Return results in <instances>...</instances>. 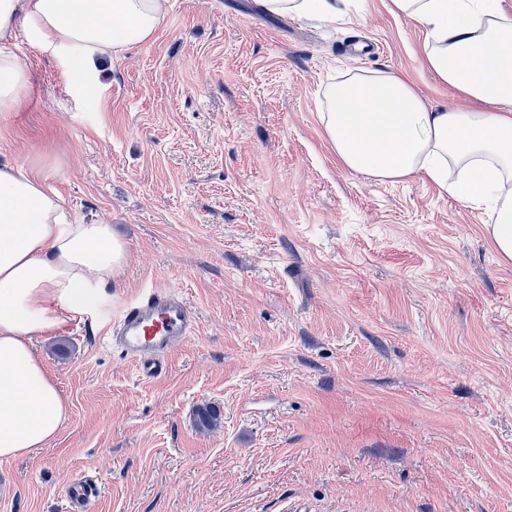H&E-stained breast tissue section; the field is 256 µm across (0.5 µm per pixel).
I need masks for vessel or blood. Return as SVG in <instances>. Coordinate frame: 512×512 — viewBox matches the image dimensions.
I'll return each mask as SVG.
<instances>
[{
  "label": "vessel or blood",
  "instance_id": "vessel-or-blood-1",
  "mask_svg": "<svg viewBox=\"0 0 512 512\" xmlns=\"http://www.w3.org/2000/svg\"><path fill=\"white\" fill-rule=\"evenodd\" d=\"M197 323L198 312L187 298L161 287L125 304L108 332L113 348L133 364L140 379L156 382L169 373L171 350ZM100 494V485L90 476L73 479L64 492L67 512H90Z\"/></svg>",
  "mask_w": 512,
  "mask_h": 512
}]
</instances>
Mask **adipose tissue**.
<instances>
[{"mask_svg":"<svg viewBox=\"0 0 512 512\" xmlns=\"http://www.w3.org/2000/svg\"><path fill=\"white\" fill-rule=\"evenodd\" d=\"M275 14L332 21L336 0H258ZM165 0H0V43L27 27L42 52L94 71L157 30ZM426 30L423 63L461 103L433 106L393 73L347 74L326 93L322 123L337 159L367 178L428 177L486 212L484 231L512 262V13L499 0H389ZM29 85L26 65L0 52V112ZM108 224H75L47 178L0 165V460L47 448L69 406L35 341L81 320L126 262Z\"/></svg>","mask_w":512,"mask_h":512,"instance_id":"ef3b65f1","label":"adipose tissue"}]
</instances>
